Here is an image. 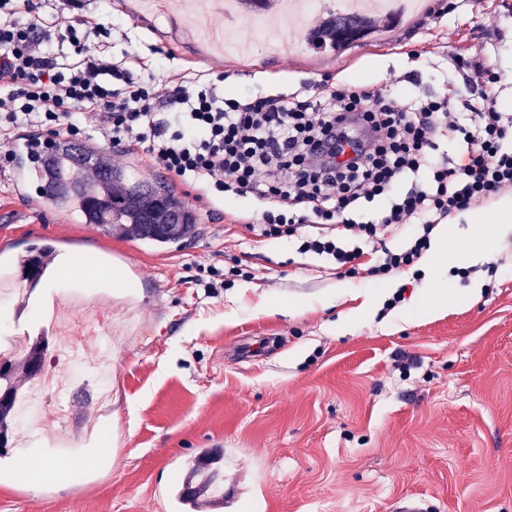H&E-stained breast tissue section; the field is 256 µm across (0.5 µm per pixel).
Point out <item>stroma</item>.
I'll return each instance as SVG.
<instances>
[{"label": "stroma", "mask_w": 512, "mask_h": 512, "mask_svg": "<svg viewBox=\"0 0 512 512\" xmlns=\"http://www.w3.org/2000/svg\"><path fill=\"white\" fill-rule=\"evenodd\" d=\"M118 25L112 54L137 53L164 70L224 72L229 97L297 93L317 84H384L400 98L448 94L458 112L477 97L447 50L484 54L504 73L512 108V0H417L395 24L344 50L289 52L296 15L275 20L283 47L257 42L241 14L213 0L198 24L183 0H81ZM235 34L238 51L206 38ZM174 60H167V52ZM98 162L132 181H162L194 212L193 237L165 246L122 227L102 232L44 203L35 181L17 197L13 167L0 169V272L34 243L60 251L47 289L122 302L113 321L112 405L98 438L81 441L64 481L29 483L27 461L71 445L66 426L18 430L0 459V512H182L172 490L186 459L224 451L225 512H393L403 496L426 512H512V232L492 233L467 276L449 270L456 300L420 310L424 275L397 272L404 298L358 319V297L391 279L317 271L295 239H255L260 206L212 202L202 189L89 140ZM239 221L228 224L225 213ZM483 284L470 299L472 282Z\"/></svg>", "instance_id": "stroma-1"}]
</instances>
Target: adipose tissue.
<instances>
[{
	"instance_id": "1",
	"label": "adipose tissue",
	"mask_w": 512,
	"mask_h": 512,
	"mask_svg": "<svg viewBox=\"0 0 512 512\" xmlns=\"http://www.w3.org/2000/svg\"><path fill=\"white\" fill-rule=\"evenodd\" d=\"M481 250L461 248L458 244V228L455 224H441L436 228L431 246L420 263V269L426 273L430 284L424 293L423 311L440 312L452 304L454 294L442 287L443 276L449 267L459 261H477Z\"/></svg>"
}]
</instances>
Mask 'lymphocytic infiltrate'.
<instances>
[{
	"label": "lymphocytic infiltrate",
	"mask_w": 512,
	"mask_h": 512,
	"mask_svg": "<svg viewBox=\"0 0 512 512\" xmlns=\"http://www.w3.org/2000/svg\"><path fill=\"white\" fill-rule=\"evenodd\" d=\"M0 0V163L16 133L29 155L95 135L156 170L217 195L262 203L260 238L287 235L337 275L386 276L419 259L452 214L512 191V118L481 95L460 122L447 95L397 103L387 86H340L319 98H227L212 80L158 76L114 62L112 28L74 13L16 19ZM456 141L454 158L439 154ZM407 233L404 244L388 235Z\"/></svg>",
	"instance_id": "f902f5d3"
}]
</instances>
